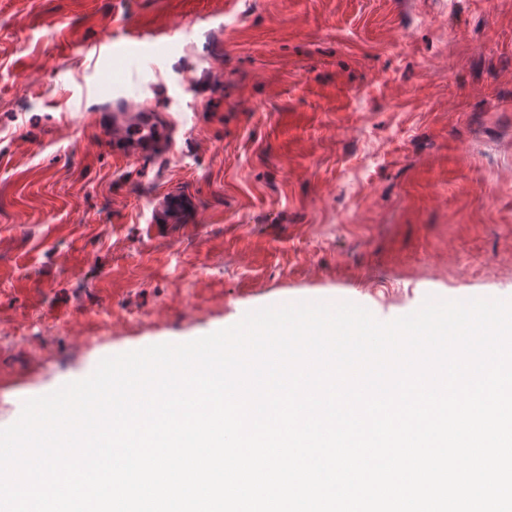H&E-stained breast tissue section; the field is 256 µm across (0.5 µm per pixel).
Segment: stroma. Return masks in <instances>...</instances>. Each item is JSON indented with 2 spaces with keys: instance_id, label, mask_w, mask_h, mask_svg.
<instances>
[{
  "instance_id": "35a3bbf8",
  "label": "stroma",
  "mask_w": 512,
  "mask_h": 512,
  "mask_svg": "<svg viewBox=\"0 0 512 512\" xmlns=\"http://www.w3.org/2000/svg\"><path fill=\"white\" fill-rule=\"evenodd\" d=\"M145 109L166 144L114 141ZM430 295L512 299V0H0V428L256 309Z\"/></svg>"
}]
</instances>
